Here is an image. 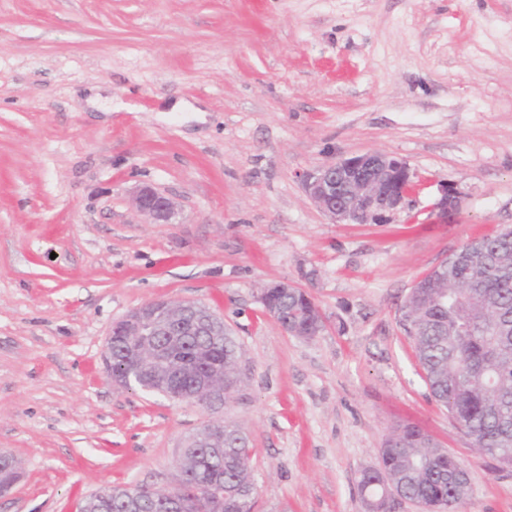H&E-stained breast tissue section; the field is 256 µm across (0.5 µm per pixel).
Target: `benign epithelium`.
Wrapping results in <instances>:
<instances>
[{
  "label": "benign epithelium",
  "instance_id": "benign-epithelium-1",
  "mask_svg": "<svg viewBox=\"0 0 512 512\" xmlns=\"http://www.w3.org/2000/svg\"><path fill=\"white\" fill-rule=\"evenodd\" d=\"M307 195L334 224H378L386 215L402 208L413 184L407 162L393 154L369 152L341 159L303 175ZM135 211L152 224H166L174 214V203L150 186L134 192ZM437 218L451 224L460 209V197L450 188L442 189L436 203ZM197 304L185 302L184 315L175 319L169 302L157 300L128 314L118 325L141 337L139 351L156 366L159 393L190 401L206 410L224 407V395L238 389L235 383L227 388L211 381L210 375L199 372L186 387L176 379L191 369L180 354L187 336H201L206 327L189 318L188 312Z\"/></svg>",
  "mask_w": 512,
  "mask_h": 512
}]
</instances>
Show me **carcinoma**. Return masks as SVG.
<instances>
[{"label":"carcinoma","mask_w":512,"mask_h":512,"mask_svg":"<svg viewBox=\"0 0 512 512\" xmlns=\"http://www.w3.org/2000/svg\"><path fill=\"white\" fill-rule=\"evenodd\" d=\"M512 230L506 229L471 243L473 250L465 273L470 284L450 272H435L418 282L407 300L404 330L411 337L417 359L435 400L461 429L477 433L475 447L497 462L512 467V439L502 437L500 419L512 427ZM456 292L460 300L451 307L439 297ZM267 312L288 320L292 334L311 338L323 328L318 308L307 294L292 288L272 289L262 301ZM186 353L197 368L224 363V379L238 376L239 348L222 322L206 336L187 337ZM136 337L112 330L109 376L127 377L129 383L148 389L133 373L138 366ZM223 437L208 448H195L180 457V476L170 490L144 489L128 503L129 489L105 488L84 503V512H216L207 486L224 487V512H253L255 484L250 470L249 438L234 422L216 425ZM464 471L461 460L438 445L415 425H400L386 438L377 466L364 471L358 482L367 507L398 494L418 504L422 512L450 506L465 512L467 481L454 477Z\"/></svg>","instance_id":"carcinoma-1"}]
</instances>
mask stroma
Instances as JSON below:
<instances>
[{
	"mask_svg": "<svg viewBox=\"0 0 512 512\" xmlns=\"http://www.w3.org/2000/svg\"><path fill=\"white\" fill-rule=\"evenodd\" d=\"M371 151L414 191L386 223H331L303 173ZM144 184L170 223L133 210ZM509 228L512 0H0V451L22 471L0 512L173 488L219 419L249 438L254 512H367L360 474L402 424L463 461L467 512H512V469L435 401L402 325L421 277ZM279 281L317 336L264 311ZM162 299L240 346L220 414L109 378L113 323ZM437 218L443 222L452 224L460 209V197L454 189L443 188L442 196L436 203ZM267 288L274 289L261 301L262 307L270 315L271 311H275L279 318L288 319V322H283L274 318L285 332L289 334L292 332L294 336L309 339L323 328V320L318 308L303 290L288 282L273 283L263 289L260 298ZM275 288L286 291L290 288V290L288 293H283Z\"/></svg>",
	"mask_w": 512,
	"mask_h": 512,
	"instance_id": "obj_1",
	"label": "stroma"
}]
</instances>
